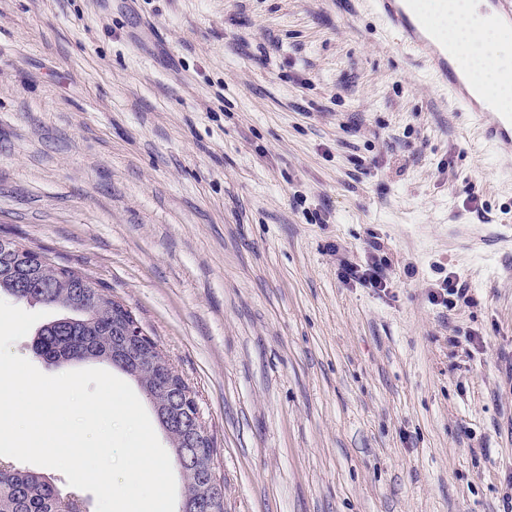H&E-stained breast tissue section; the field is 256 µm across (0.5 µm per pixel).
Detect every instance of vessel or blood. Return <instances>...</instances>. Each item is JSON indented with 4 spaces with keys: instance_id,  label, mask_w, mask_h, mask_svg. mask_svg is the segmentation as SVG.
<instances>
[{
    "instance_id": "1",
    "label": "vessel or blood",
    "mask_w": 512,
    "mask_h": 512,
    "mask_svg": "<svg viewBox=\"0 0 512 512\" xmlns=\"http://www.w3.org/2000/svg\"><path fill=\"white\" fill-rule=\"evenodd\" d=\"M385 25L398 36L410 57L427 63L435 80L447 88L451 102L470 121L479 139L492 148L512 149V111L495 110L476 84L466 58L442 43L432 18L414 0H372ZM488 14L504 32L512 31V0H488Z\"/></svg>"
}]
</instances>
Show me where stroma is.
<instances>
[{"mask_svg": "<svg viewBox=\"0 0 512 512\" xmlns=\"http://www.w3.org/2000/svg\"><path fill=\"white\" fill-rule=\"evenodd\" d=\"M367 2L0 0V236L151 334L227 512L512 496V152ZM374 251L387 291L342 280Z\"/></svg>", "mask_w": 512, "mask_h": 512, "instance_id": "obj_1", "label": "stroma"}]
</instances>
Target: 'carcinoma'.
<instances>
[{
	"label": "carcinoma",
	"mask_w": 512,
	"mask_h": 512,
	"mask_svg": "<svg viewBox=\"0 0 512 512\" xmlns=\"http://www.w3.org/2000/svg\"><path fill=\"white\" fill-rule=\"evenodd\" d=\"M34 250L16 245L0 236V297L18 302L58 307L66 315L50 321L36 333L35 353L56 363L71 360L106 362L133 378L143 394L159 409L174 418L192 419V410L173 402L155 374L157 367L148 357L138 353L125 364L115 361L121 333L115 330L119 321L106 290L73 266L48 259L44 263L33 257ZM165 432L170 454L183 480V492L177 512H197V503L218 497L216 510L223 512L224 496L217 495L208 460L215 452L210 441L198 437L203 448L196 460L185 463L193 446L187 431L158 419ZM0 512H87L82 496L64 493L50 478L39 472L7 463L0 467Z\"/></svg>",
	"instance_id": "cac0c4a2"
}]
</instances>
